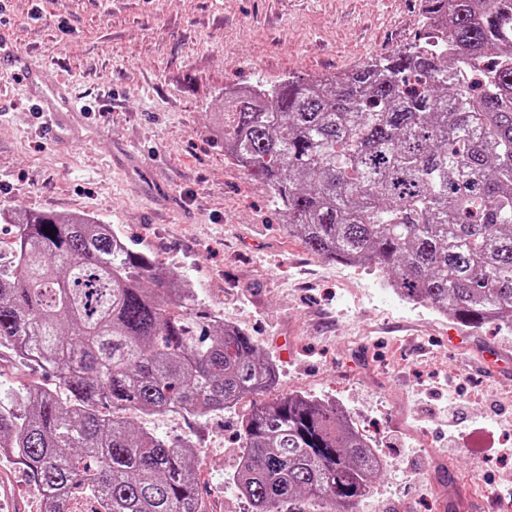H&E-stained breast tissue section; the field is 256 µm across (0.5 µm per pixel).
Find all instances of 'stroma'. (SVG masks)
Masks as SVG:
<instances>
[{
	"instance_id": "1",
	"label": "stroma",
	"mask_w": 512,
	"mask_h": 512,
	"mask_svg": "<svg viewBox=\"0 0 512 512\" xmlns=\"http://www.w3.org/2000/svg\"><path fill=\"white\" fill-rule=\"evenodd\" d=\"M17 59L68 80L90 100L98 132L86 146L41 134L39 112L0 104V209L85 213L112 225L195 288L200 302L255 339L280 371L273 397L310 395L347 409L384 466L360 512H496L512 494V334L471 332L415 307L369 271L307 251L266 190L224 154V91L288 76H330L407 46L419 0H0ZM135 149L124 173L107 158ZM499 358L484 372L485 358ZM58 389L56 374L0 355V389ZM468 401L447 451L449 399ZM254 405L196 418L131 414L166 438L196 435L205 512H251L232 485L239 423ZM9 512H38L22 468L0 464Z\"/></svg>"
}]
</instances>
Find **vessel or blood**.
I'll use <instances>...</instances> for the list:
<instances>
[{
  "mask_svg": "<svg viewBox=\"0 0 512 512\" xmlns=\"http://www.w3.org/2000/svg\"><path fill=\"white\" fill-rule=\"evenodd\" d=\"M7 69L12 70L13 78L8 84L0 82V102L19 96L36 98L42 105L43 127L49 135L80 131L93 134L90 114L71 93L68 83L54 82L45 71L19 64L0 50V72Z\"/></svg>",
  "mask_w": 512,
  "mask_h": 512,
  "instance_id": "vessel-or-blood-1",
  "label": "vessel or blood"
}]
</instances>
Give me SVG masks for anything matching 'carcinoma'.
<instances>
[{
    "instance_id": "carcinoma-1",
    "label": "carcinoma",
    "mask_w": 512,
    "mask_h": 512,
    "mask_svg": "<svg viewBox=\"0 0 512 512\" xmlns=\"http://www.w3.org/2000/svg\"><path fill=\"white\" fill-rule=\"evenodd\" d=\"M419 2L426 44L224 93V147L308 251L465 328L512 331V0ZM0 218L16 229L0 350L69 392L0 396V459L47 491L41 512H202L196 442L126 412H222L272 391L275 365L112 225ZM240 433L233 484L253 512H353L383 468L335 406L304 395L256 404Z\"/></svg>"
}]
</instances>
